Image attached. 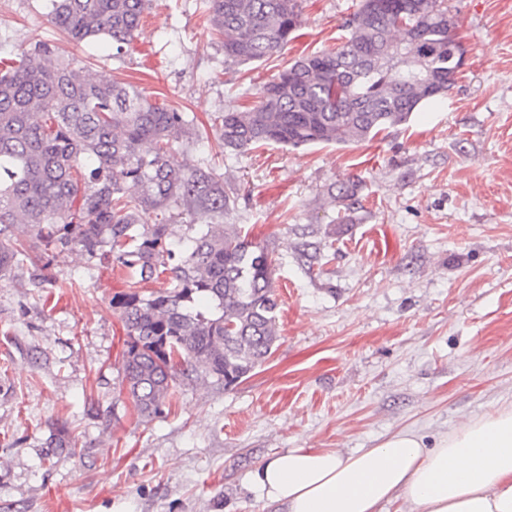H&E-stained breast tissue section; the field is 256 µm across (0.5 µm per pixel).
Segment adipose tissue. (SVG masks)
I'll return each instance as SVG.
<instances>
[{
    "label": "adipose tissue",
    "instance_id": "1",
    "mask_svg": "<svg viewBox=\"0 0 512 512\" xmlns=\"http://www.w3.org/2000/svg\"><path fill=\"white\" fill-rule=\"evenodd\" d=\"M252 480L284 512H380L401 495L416 512H512V407L432 448L411 431L347 455L292 448L263 462Z\"/></svg>",
    "mask_w": 512,
    "mask_h": 512
}]
</instances>
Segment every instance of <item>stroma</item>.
<instances>
[{
    "label": "stroma",
    "mask_w": 512,
    "mask_h": 512,
    "mask_svg": "<svg viewBox=\"0 0 512 512\" xmlns=\"http://www.w3.org/2000/svg\"><path fill=\"white\" fill-rule=\"evenodd\" d=\"M42 0H0V54L45 41L99 77L165 95L224 171L238 224L275 251L280 339L228 389L175 385L142 422L119 385L125 273L78 252L0 279V506L5 512H281L252 481L291 448L350 453L409 430L427 445L512 406V0H448L466 48L442 102L373 140L226 155L215 116L279 62L335 47L359 0H305L279 58L224 65L204 0H150L124 56L68 40ZM355 185L345 207L333 191ZM329 263L312 260L316 247ZM98 412H87L84 397ZM78 452L41 460L54 423Z\"/></svg>",
    "instance_id": "1"
}]
</instances>
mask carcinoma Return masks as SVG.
Returning <instances> with one entry per match:
<instances>
[{"label": "carcinoma", "instance_id": "carcinoma-1", "mask_svg": "<svg viewBox=\"0 0 512 512\" xmlns=\"http://www.w3.org/2000/svg\"><path fill=\"white\" fill-rule=\"evenodd\" d=\"M148 0H44L51 25L126 52ZM231 68L281 52L303 0H206ZM331 50L301 56L241 112L219 117L224 150L351 145L409 122L454 87L465 48L448 0H360ZM193 120L139 86L101 78L37 42L0 57V276L53 251L112 257L128 291L112 297L126 339L121 384L154 419L179 378L238 384L279 340L275 259L235 224L224 173L184 171L168 153ZM137 193H128V186ZM189 219L177 237L173 226ZM25 224L31 243L11 230ZM165 277L145 296L141 285ZM53 453H76L55 429Z\"/></svg>", "mask_w": 512, "mask_h": 512}]
</instances>
